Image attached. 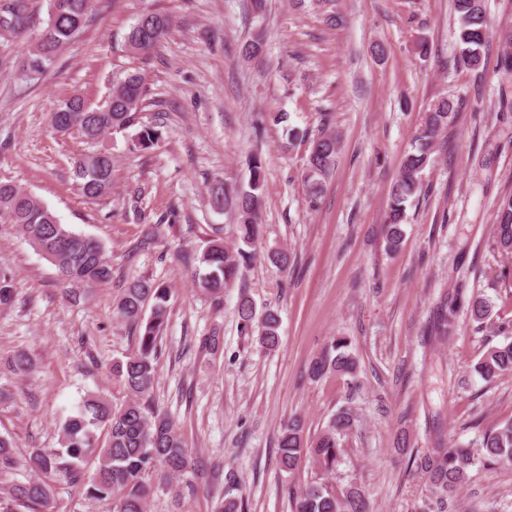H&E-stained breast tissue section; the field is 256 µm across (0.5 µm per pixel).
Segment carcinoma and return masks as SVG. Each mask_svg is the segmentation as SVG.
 <instances>
[{
  "mask_svg": "<svg viewBox=\"0 0 512 512\" xmlns=\"http://www.w3.org/2000/svg\"><path fill=\"white\" fill-rule=\"evenodd\" d=\"M47 19L38 37L22 54L17 65L20 79L34 82L54 70L63 47L86 28L94 12V0H45ZM335 0H296L298 6L310 4L324 16L330 27L341 17L333 10ZM31 0H0V40L11 42L22 38L32 22ZM459 15L458 40L462 45L460 61L478 69L484 62L487 42V21L483 0H454ZM173 27L172 18L160 11L139 16L127 35L130 52L143 60L151 58ZM504 51L498 60L499 71L512 76V28L500 33ZM264 52L263 39L255 35L241 47V55L254 59ZM148 86L145 73H128L112 89L108 100L93 107L78 92L64 96L51 114L55 130L64 135H78L85 143H96L106 134L135 125L137 116L147 104ZM454 104L442 99L426 115L417 135V152L407 156L391 192L386 224V242L392 249L402 238L401 225L407 218L406 203L422 188V172L430 159L433 141L448 128ZM160 140L154 127H145L135 134L133 148L152 149ZM338 137L328 128L312 140L307 158L305 184L308 206L315 210L320 204L326 179L336 165ZM114 158L105 150L82 154L74 159L73 178L80 194L89 200L112 195ZM248 181L228 185L212 179L206 189L208 204L215 211L231 212L237 219L238 243L229 247L224 237L216 234L197 254L198 269L195 284L199 291L216 303L224 298V289L238 277L241 267L252 258L249 248L260 236L264 207V170L261 157H247ZM0 217L14 224L18 233L57 268L67 296L76 299L97 285L112 278V267L105 257L104 244L90 236L76 233L60 223L58 217L40 199L25 188L0 181ZM495 242L499 251L512 255V194L498 202ZM171 288L152 278H136L128 283L116 305L117 316L139 327L136 351L114 367V372L126 390V400L119 406L91 396L68 416L61 426V447L45 452L35 450L28 463L36 473L62 471L74 484L86 487L94 499L110 498L115 512H146L151 487L145 483L148 470L161 468V479L169 482L192 469V457L172 417L155 405L153 398L157 365L162 353L163 330L167 319V303ZM16 286L12 277L0 271V305L14 303ZM150 316H145V310ZM243 333L259 335L262 347L278 346V316L271 310L256 316L253 301L242 295L237 304ZM454 307L441 306L436 331L448 335ZM343 338L333 340L325 352L310 367L312 376L328 372L352 375L356 361L346 351ZM476 373L490 382L504 372L512 371V341L491 347L475 366ZM351 424L350 414L343 411L330 419L327 428L313 440H306L298 420L288 422L279 438L281 466L291 471L302 457L308 456L320 469L331 471L340 457L337 436ZM106 433L99 444L97 431ZM482 458L489 465L512 464V421L484 433ZM94 453L95 469L87 474L84 460ZM474 453L470 448H433L417 465L431 486L437 512H445L448 497L468 479ZM14 501L25 512H43L48 486L38 478L12 487ZM294 512H367L364 496L350 489L339 497L321 484H311L293 494Z\"/></svg>",
  "mask_w": 512,
  "mask_h": 512,
  "instance_id": "1",
  "label": "carcinoma"
}]
</instances>
